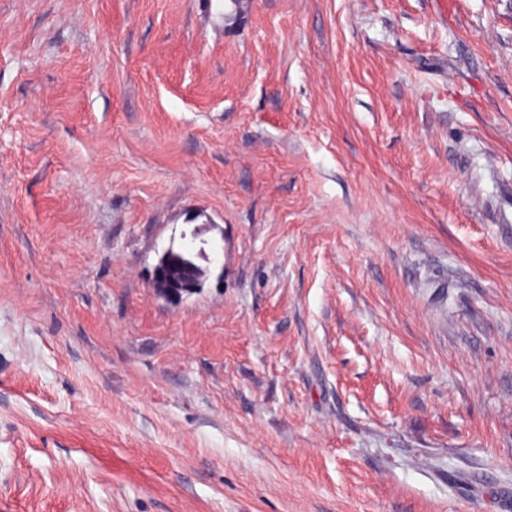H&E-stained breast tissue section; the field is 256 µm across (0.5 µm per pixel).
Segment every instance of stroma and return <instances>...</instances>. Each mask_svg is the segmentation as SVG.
Instances as JSON below:
<instances>
[{
  "label": "stroma",
  "mask_w": 512,
  "mask_h": 512,
  "mask_svg": "<svg viewBox=\"0 0 512 512\" xmlns=\"http://www.w3.org/2000/svg\"><path fill=\"white\" fill-rule=\"evenodd\" d=\"M0 512H512V0H0ZM174 260H177L187 273L181 280L176 279L172 273ZM207 276V270L194 262L191 249L187 245L179 248L170 246L155 265L151 286L160 298L177 302L200 292Z\"/></svg>",
  "instance_id": "obj_1"
}]
</instances>
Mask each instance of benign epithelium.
<instances>
[{
    "label": "benign epithelium",
    "instance_id": "benign-epithelium-1",
    "mask_svg": "<svg viewBox=\"0 0 512 512\" xmlns=\"http://www.w3.org/2000/svg\"><path fill=\"white\" fill-rule=\"evenodd\" d=\"M207 276V270L194 262L190 248L170 246L155 265L151 286L160 298L177 302L200 292Z\"/></svg>",
    "mask_w": 512,
    "mask_h": 512
}]
</instances>
